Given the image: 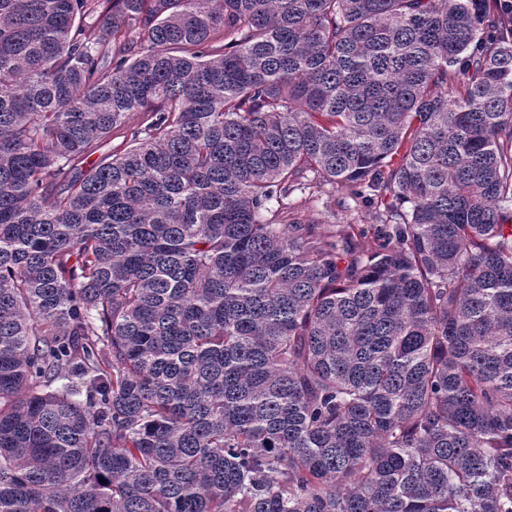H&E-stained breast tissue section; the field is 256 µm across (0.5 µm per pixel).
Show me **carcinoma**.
I'll return each mask as SVG.
<instances>
[{"label": "carcinoma", "instance_id": "1", "mask_svg": "<svg viewBox=\"0 0 512 512\" xmlns=\"http://www.w3.org/2000/svg\"><path fill=\"white\" fill-rule=\"evenodd\" d=\"M0 512H512V2L0 0ZM143 119V115L141 112H135L133 115L129 117V119L126 121L124 125L121 127L116 128L112 132L111 138L103 144L102 148L91 155L83 165L84 170H89L92 167H94L100 158H102L104 155L111 153L112 151H116L120 147H122V142L124 140L123 136L125 135V130L127 126H134L139 124ZM313 193V194H312ZM312 194V196H311ZM341 194L336 192L323 193L311 189L310 195L292 197L288 209L282 210L278 220L281 224H288L293 215L313 220L322 224L325 229H336V224H370L372 220L367 214L356 212H341L337 205ZM336 213V214H334Z\"/></svg>", "mask_w": 512, "mask_h": 512}]
</instances>
